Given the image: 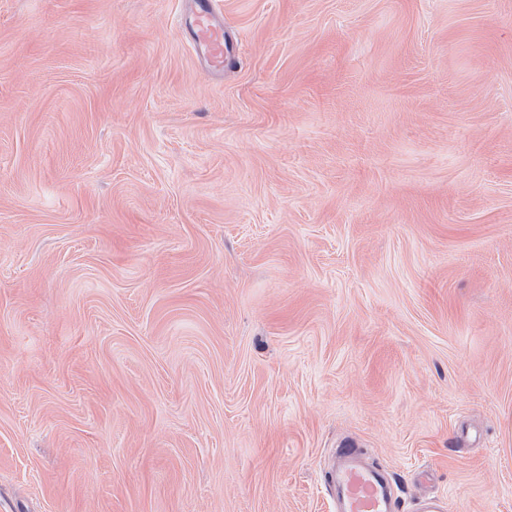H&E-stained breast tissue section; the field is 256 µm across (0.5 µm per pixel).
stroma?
Instances as JSON below:
<instances>
[{
	"mask_svg": "<svg viewBox=\"0 0 512 512\" xmlns=\"http://www.w3.org/2000/svg\"><path fill=\"white\" fill-rule=\"evenodd\" d=\"M194 8L0 0V512H512V0ZM213 19L207 5L195 16L191 27L197 53L204 56L212 70L219 72L224 69V26ZM335 459V466L326 471L334 512H403L393 475L368 464L354 441L340 444Z\"/></svg>",
	"mask_w": 512,
	"mask_h": 512,
	"instance_id": "stroma-1",
	"label": "stroma"
}]
</instances>
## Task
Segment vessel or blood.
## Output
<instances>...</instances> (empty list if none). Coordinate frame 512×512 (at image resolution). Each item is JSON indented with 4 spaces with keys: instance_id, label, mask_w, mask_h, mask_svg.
<instances>
[{
    "instance_id": "obj_1",
    "label": "vessel or blood",
    "mask_w": 512,
    "mask_h": 512,
    "mask_svg": "<svg viewBox=\"0 0 512 512\" xmlns=\"http://www.w3.org/2000/svg\"><path fill=\"white\" fill-rule=\"evenodd\" d=\"M198 54L215 71L224 68V26L216 22L210 9H202L193 22ZM335 465L326 473L334 512H403L404 500L387 470L370 465L354 441L336 449Z\"/></svg>"
}]
</instances>
